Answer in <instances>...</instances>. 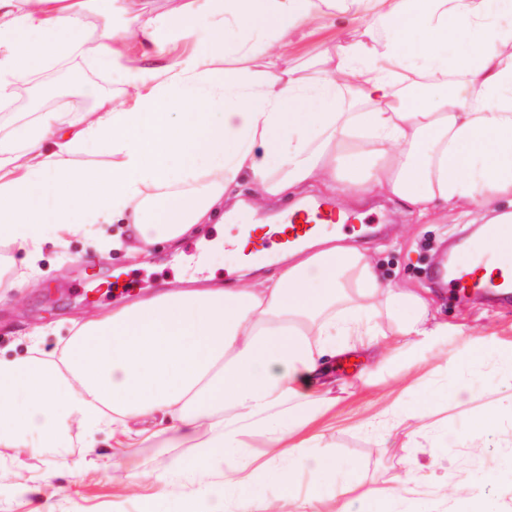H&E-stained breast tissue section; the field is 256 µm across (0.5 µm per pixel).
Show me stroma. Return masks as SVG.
Segmentation results:
<instances>
[{
	"label": "stroma",
	"mask_w": 512,
	"mask_h": 512,
	"mask_svg": "<svg viewBox=\"0 0 512 512\" xmlns=\"http://www.w3.org/2000/svg\"><path fill=\"white\" fill-rule=\"evenodd\" d=\"M67 66L84 76L71 96H38L28 105L1 106L0 128L15 130L36 113L55 108L89 112L97 98L120 95L124 87L121 74L88 57L36 65L32 78L48 79ZM356 214L366 221L359 237L362 249L383 278L421 294L431 312L447 322L448 337L400 354L380 372L355 352L337 360L325 377L337 402L314 426L322 434L317 450L337 456L344 478L373 488L404 477L413 460L436 480L452 471L464 485L487 486L499 512H512V469L499 463L512 451L502 437H483L472 448L463 445L474 415L512 412V365L487 357L471 368L461 356L465 342L479 335L512 341V301L452 293L437 283L441 260L474 233L461 210L443 208L419 224L401 206L376 196ZM223 236V225L208 224L203 234L185 236L178 244H156L145 262L123 249L97 259L79 236L64 247L45 244L35 263L36 286L12 289L0 299V358L28 357L36 348L60 352L76 319L122 306V298L85 293L92 282L118 272L127 274L141 299L179 287L192 276L234 281L240 257L218 246ZM462 382L472 392L470 402L441 398L442 390ZM396 400L402 403L397 425L390 412ZM194 455L184 446L120 448L111 432L91 439L78 429L57 446L27 454L0 446V512H140L148 496L157 512H182L201 488L190 466Z\"/></svg>",
	"instance_id": "1"
}]
</instances>
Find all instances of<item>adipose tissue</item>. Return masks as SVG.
I'll return each mask as SVG.
<instances>
[{"instance_id":"adipose-tissue-1","label":"adipose tissue","mask_w":512,"mask_h":512,"mask_svg":"<svg viewBox=\"0 0 512 512\" xmlns=\"http://www.w3.org/2000/svg\"><path fill=\"white\" fill-rule=\"evenodd\" d=\"M51 0H0V103L12 102L35 63L91 55L120 70L121 99L92 111L40 113L21 135L0 136V243L36 258L46 241L91 235L98 254L137 241L150 258L223 211L318 188L353 198L382 193L417 219L462 209L512 223V0H197L181 17L141 14L120 37L88 41L86 17ZM342 16L352 34L323 42L296 65V35ZM195 47L164 60L158 36ZM148 44L140 65L124 44ZM93 147L111 167L71 156ZM122 224L126 237H107ZM291 251L261 282L175 289L80 323L61 361H0V446L73 428L129 448L195 442L199 471L232 458L190 512L248 505L262 432L277 461L325 482L336 512H440V498L405 483L340 481L335 456L300 433L334 399L318 383L329 360L354 350L412 349L448 333L417 294L385 283L371 260L334 236ZM162 416L160 429L132 430Z\"/></svg>"}]
</instances>
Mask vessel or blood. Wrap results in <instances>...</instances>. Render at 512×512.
<instances>
[{"label":"vessel or blood","mask_w":512,"mask_h":512,"mask_svg":"<svg viewBox=\"0 0 512 512\" xmlns=\"http://www.w3.org/2000/svg\"><path fill=\"white\" fill-rule=\"evenodd\" d=\"M354 216L342 213L336 204L318 201L292 211H284L273 224H253L248 229L251 251L262 254L270 249L281 251L295 247L333 225L352 227ZM486 242L468 249L464 265L457 268L439 267L436 276L444 285L456 292L492 293L512 295V266L498 265L500 250L512 251V239H500L496 225L486 229Z\"/></svg>","instance_id":"b4317fda"}]
</instances>
